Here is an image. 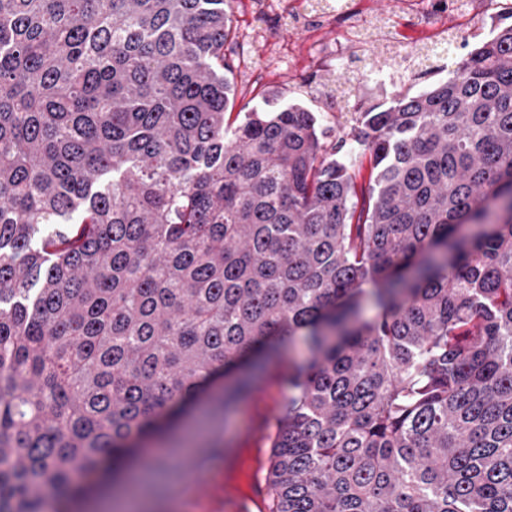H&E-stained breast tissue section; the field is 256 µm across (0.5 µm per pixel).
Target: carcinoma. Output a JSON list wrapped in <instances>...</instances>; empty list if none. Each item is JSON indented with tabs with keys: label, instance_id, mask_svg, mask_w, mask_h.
<instances>
[{
	"label": "carcinoma",
	"instance_id": "cac0c4a2",
	"mask_svg": "<svg viewBox=\"0 0 512 512\" xmlns=\"http://www.w3.org/2000/svg\"><path fill=\"white\" fill-rule=\"evenodd\" d=\"M227 2L0 0V512L117 486L283 336L267 512H512V24L329 146L224 127Z\"/></svg>",
	"mask_w": 512,
	"mask_h": 512
}]
</instances>
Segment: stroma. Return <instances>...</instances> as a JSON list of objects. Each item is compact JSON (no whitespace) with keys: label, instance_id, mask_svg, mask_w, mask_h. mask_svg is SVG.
Wrapping results in <instances>:
<instances>
[{"label":"stroma","instance_id":"stroma-1","mask_svg":"<svg viewBox=\"0 0 512 512\" xmlns=\"http://www.w3.org/2000/svg\"><path fill=\"white\" fill-rule=\"evenodd\" d=\"M353 17L370 15L380 28L371 40L364 42L340 39L343 21L309 29L301 20L284 19L256 11L254 0H229L226 9L235 33L233 42L224 48L232 59L230 80L236 88V100L226 119L237 125L243 108L276 109L299 104L316 112L329 139L349 131L355 113L373 107H388L399 94L416 95L432 89L452 77L455 62L466 57L496 33L499 21L512 16V0H468L467 16L456 31L453 56H438L423 66L414 59L425 40L447 37V27L438 16L412 14L406 0H350ZM403 38L402 58H395L390 49L393 38ZM382 66L390 75L386 83L357 84L349 95H342L337 86L343 77L357 76L372 65ZM288 366L287 359L267 363L249 398L231 414V430L226 440L237 448L233 465L224 468V483L243 487L244 476L253 461L268 463L270 451L265 439L254 432L262 428L274 413L281 399L278 379ZM207 424L203 410H196L173 430L147 440L144 462L138 464L127 483L123 499H108L103 512H188L183 497L170 491L161 495L146 493L157 475L149 461L154 454L170 453L171 464L183 476L182 487H189L195 471L189 461L190 447L216 439Z\"/></svg>","mask_w":512,"mask_h":512}]
</instances>
